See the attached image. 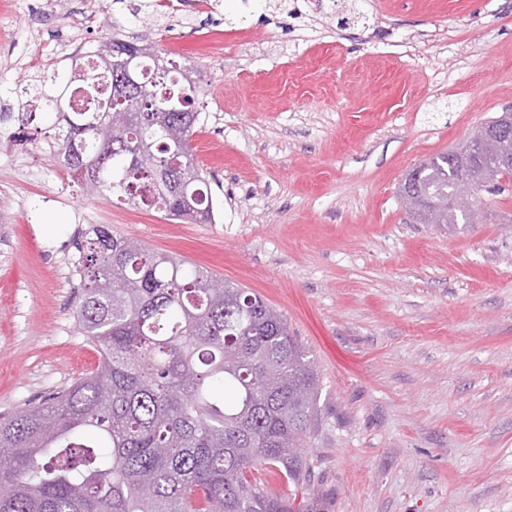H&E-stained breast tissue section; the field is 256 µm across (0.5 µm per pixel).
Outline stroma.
Segmentation results:
<instances>
[{
	"label": "stroma",
	"mask_w": 512,
	"mask_h": 512,
	"mask_svg": "<svg viewBox=\"0 0 512 512\" xmlns=\"http://www.w3.org/2000/svg\"><path fill=\"white\" fill-rule=\"evenodd\" d=\"M0 10V86L68 66L55 39L152 41L204 79L195 163L223 221L88 193L53 119L0 129V415L94 371L77 332L76 210L263 296L319 375L305 448L326 512H512V193L454 230L399 187L512 106V0H112ZM348 18L347 27L337 25ZM59 224L46 226L49 215Z\"/></svg>",
	"instance_id": "obj_1"
}]
</instances>
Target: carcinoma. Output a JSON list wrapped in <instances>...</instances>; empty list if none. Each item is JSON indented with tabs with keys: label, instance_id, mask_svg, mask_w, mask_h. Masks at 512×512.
Wrapping results in <instances>:
<instances>
[{
	"label": "carcinoma",
	"instance_id": "cac0c4a2",
	"mask_svg": "<svg viewBox=\"0 0 512 512\" xmlns=\"http://www.w3.org/2000/svg\"><path fill=\"white\" fill-rule=\"evenodd\" d=\"M136 50L144 92L114 105L111 68ZM154 54L114 36L97 45L96 81L75 87L85 74L73 59L51 86L38 78L24 92L55 113L67 172L113 203L208 224L212 198L194 155L169 149L176 136L192 140L203 84L189 88L175 61L155 73ZM167 95L186 111H152ZM493 160L512 180V145L475 154L468 138L420 163L429 215L411 216L450 229L474 223L476 208L456 202V173ZM185 182L199 191L192 210L174 192ZM80 249L76 324L99 363L49 401L0 419V512H320L315 498L271 494L262 479L273 467L303 480L300 449L317 410L315 366L284 315L106 224L91 225ZM218 381L229 397L214 393ZM80 431L108 443L110 457L79 442Z\"/></svg>",
	"mask_w": 512,
	"mask_h": 512
}]
</instances>
